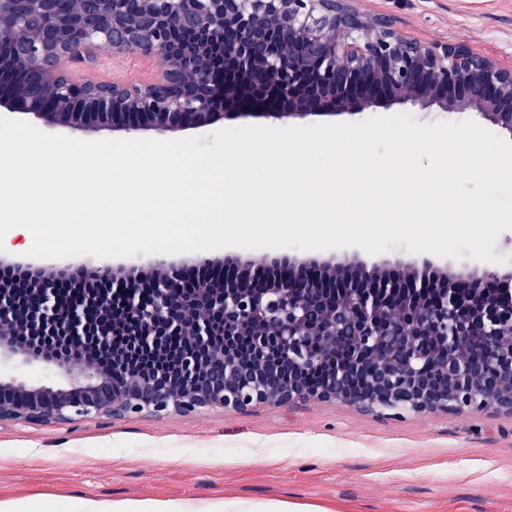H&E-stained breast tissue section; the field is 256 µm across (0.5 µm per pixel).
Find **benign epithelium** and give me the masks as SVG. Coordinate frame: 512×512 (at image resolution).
<instances>
[{
  "mask_svg": "<svg viewBox=\"0 0 512 512\" xmlns=\"http://www.w3.org/2000/svg\"><path fill=\"white\" fill-rule=\"evenodd\" d=\"M0 0V112L115 131L200 130L232 115L474 110L512 137V66L405 39L350 0ZM152 56L147 83L69 66ZM206 276L192 259L73 299L41 266L0 288V367L41 361L67 385L0 377V420L188 413L332 399L368 409H512V273L402 279L291 261Z\"/></svg>",
  "mask_w": 512,
  "mask_h": 512,
  "instance_id": "obj_1",
  "label": "benign epithelium"
}]
</instances>
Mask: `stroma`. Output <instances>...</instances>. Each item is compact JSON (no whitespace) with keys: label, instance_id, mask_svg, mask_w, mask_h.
<instances>
[{"label":"stroma","instance_id":"obj_1","mask_svg":"<svg viewBox=\"0 0 512 512\" xmlns=\"http://www.w3.org/2000/svg\"><path fill=\"white\" fill-rule=\"evenodd\" d=\"M358 10L388 20L402 36L429 43H462L512 64V0H356ZM80 78L146 80L151 58L129 54L105 67L81 64ZM408 114L417 122L477 120L470 110L395 104L359 113L268 118L230 116L224 127L357 123ZM499 263L411 253L399 246L371 255L358 247L305 252L294 248L200 251L196 260L246 266L263 257L306 258L388 270L402 278L424 263L451 273L512 271V233L495 247ZM172 254L121 258L47 259L115 273L175 262ZM173 500L188 512H252L286 502L305 512H512V409L405 412L394 416L334 400L256 403L243 410L68 422H0V503H26L33 512H84L124 500Z\"/></svg>","mask_w":512,"mask_h":512}]
</instances>
